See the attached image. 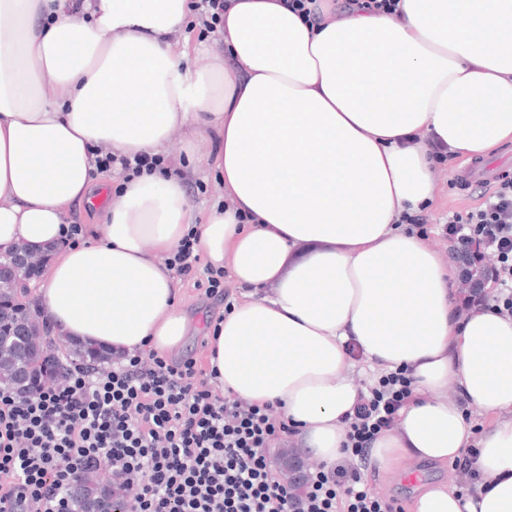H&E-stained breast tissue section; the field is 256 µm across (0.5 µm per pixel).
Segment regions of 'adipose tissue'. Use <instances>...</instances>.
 Returning a JSON list of instances; mask_svg holds the SVG:
<instances>
[{
	"instance_id": "adipose-tissue-1",
	"label": "adipose tissue",
	"mask_w": 512,
	"mask_h": 512,
	"mask_svg": "<svg viewBox=\"0 0 512 512\" xmlns=\"http://www.w3.org/2000/svg\"><path fill=\"white\" fill-rule=\"evenodd\" d=\"M400 7L312 27L285 0H231L219 56L182 44L188 0H0V253L54 247L39 300L59 334L163 352L190 327L164 259L196 233L240 292L209 340L225 393L334 466L356 345L414 378L377 469L465 457L478 477L463 498L422 484L413 512H512V317L456 319L448 268L398 222L433 195L431 139L467 156L512 140V0ZM174 143L217 170L224 207L198 221L185 175L145 170L64 243L72 205L113 179L98 157Z\"/></svg>"
}]
</instances>
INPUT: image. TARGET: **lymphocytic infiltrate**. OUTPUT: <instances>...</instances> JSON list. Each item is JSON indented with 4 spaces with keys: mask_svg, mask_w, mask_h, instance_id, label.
Here are the masks:
<instances>
[{
    "mask_svg": "<svg viewBox=\"0 0 512 512\" xmlns=\"http://www.w3.org/2000/svg\"><path fill=\"white\" fill-rule=\"evenodd\" d=\"M477 205L442 227L467 285L456 316L512 315V177L473 186ZM409 369L381 371L347 420L341 464L291 475L268 458L295 437L273 407L225 395L196 359L113 354L110 369L71 368L28 396L0 391V512H55L75 482L110 462L127 512H403L366 479L371 445L414 401Z\"/></svg>",
    "mask_w": 512,
    "mask_h": 512,
    "instance_id": "obj_1",
    "label": "lymphocytic infiltrate"
}]
</instances>
